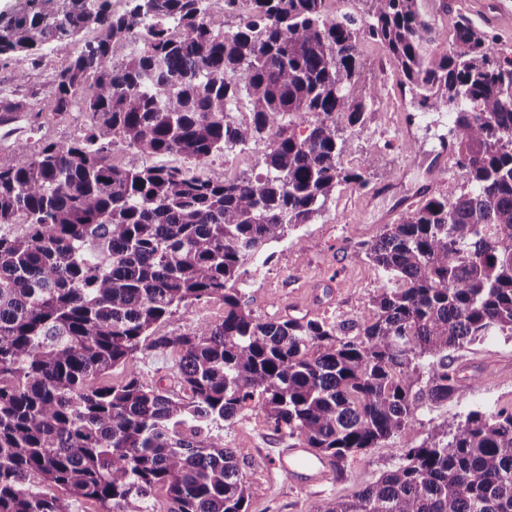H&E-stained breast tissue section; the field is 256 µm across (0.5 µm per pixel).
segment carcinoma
<instances>
[{
  "mask_svg": "<svg viewBox=\"0 0 512 512\" xmlns=\"http://www.w3.org/2000/svg\"><path fill=\"white\" fill-rule=\"evenodd\" d=\"M367 2L361 15L327 0H127L118 15L110 0H24L0 13V64L18 79L51 42L79 44L39 101L1 102L0 123L75 107L90 122L0 167V512H70L66 494L150 512L158 491L167 512H248L224 422L250 411L338 463L454 398L464 382L448 351L512 332V48L465 15L436 27L423 0ZM87 30L97 37L80 40ZM363 36L422 111L451 108L466 185L364 243L386 275L370 320L259 319L244 301L251 270L338 186L368 184L339 145L375 97ZM265 134L264 172L224 181L107 155L120 142L200 166ZM18 216L24 230L3 231ZM212 298L220 320L156 333ZM152 350L174 356L176 389L103 381ZM320 512H512V408L435 427Z\"/></svg>",
  "mask_w": 512,
  "mask_h": 512,
  "instance_id": "obj_1",
  "label": "carcinoma"
}]
</instances>
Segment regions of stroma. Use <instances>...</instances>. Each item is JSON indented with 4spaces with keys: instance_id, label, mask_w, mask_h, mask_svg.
<instances>
[{
    "instance_id": "stroma-1",
    "label": "stroma",
    "mask_w": 512,
    "mask_h": 512,
    "mask_svg": "<svg viewBox=\"0 0 512 512\" xmlns=\"http://www.w3.org/2000/svg\"><path fill=\"white\" fill-rule=\"evenodd\" d=\"M441 3L424 2L437 26L449 27L464 14L498 45L512 47V0H457L446 11ZM358 50L377 77L376 97L367 132L358 136L343 131L341 142L345 164L366 170L369 184L339 186L322 215L276 244L272 261L259 267L244 288L245 300L257 317H323L348 324L369 319L384 274L366 258L362 242L378 235L389 218L399 217L407 205H419L431 194L457 196L464 185L446 140L449 112L420 111L411 93L400 86L379 43L365 37ZM75 52L68 41L47 45L21 81L15 79L12 67L0 66V100L30 103L41 98ZM86 129V118L78 110L64 119L45 112L33 121L22 116L0 125V166L13 164L17 143L37 151L47 143L79 139ZM266 150V142H256L244 151L211 158L201 172L218 181L260 172ZM450 360L460 375L478 376V383L448 403L425 410L418 422L394 439L336 464L335 483L323 488H304L276 468L277 452L286 440L261 416L248 413L225 422L224 440L234 448L246 480L249 512H319L328 500L352 497L394 470L403 454L419 446L433 427L455 430L469 411L512 406V334L498 332L480 339L452 351ZM132 374L147 382L173 381V358L165 352L140 354L113 368L106 379L115 383Z\"/></svg>"
}]
</instances>
